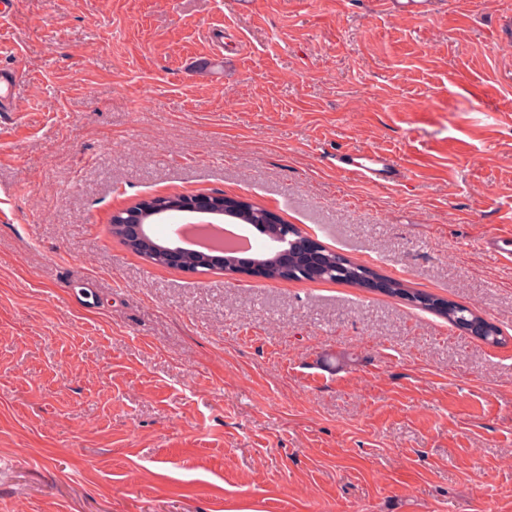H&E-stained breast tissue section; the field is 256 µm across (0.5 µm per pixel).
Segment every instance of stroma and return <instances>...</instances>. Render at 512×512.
<instances>
[{"label": "stroma", "mask_w": 512, "mask_h": 512, "mask_svg": "<svg viewBox=\"0 0 512 512\" xmlns=\"http://www.w3.org/2000/svg\"><path fill=\"white\" fill-rule=\"evenodd\" d=\"M0 512H512V0H10ZM377 149L401 185L336 171ZM262 207L377 287L158 266L148 196ZM392 12L419 20L430 18L437 10L438 0H388ZM185 198H187L185 195H169L162 198L150 197L141 199L132 207L124 210L125 212L132 211L137 214V220L140 222L139 224H123L124 234L131 238L138 237L143 233V224H154L152 223V211L159 201L164 200L169 205H178ZM124 211L118 212L116 215ZM111 224V232L113 236L118 237L130 250L134 253L143 256L147 260L151 261L157 265H165V261L163 259L162 247L165 245L161 243L157 238L154 237L153 233L150 235L138 239L135 243L130 244L126 242V240L120 235V233L115 229L113 217L110 219ZM481 246L496 258L512 262V234H490L482 240ZM384 290L392 295L406 297L409 301L422 308L428 309L444 318H448V323L458 329L464 331L472 330L477 338L492 344L498 343L495 327L464 306L430 295L411 292L398 280L390 281L388 288H384Z\"/></svg>", "instance_id": "35a3bbf8"}]
</instances>
